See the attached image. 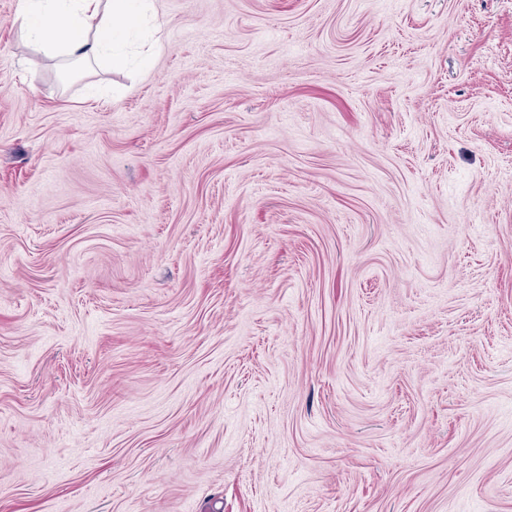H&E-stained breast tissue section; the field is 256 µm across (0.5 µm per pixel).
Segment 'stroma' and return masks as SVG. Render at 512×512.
I'll return each mask as SVG.
<instances>
[{
    "mask_svg": "<svg viewBox=\"0 0 512 512\" xmlns=\"http://www.w3.org/2000/svg\"><path fill=\"white\" fill-rule=\"evenodd\" d=\"M16 5L0 512H512V0ZM153 0H18L16 19L29 44L71 65L121 69L127 38L152 23Z\"/></svg>",
    "mask_w": 512,
    "mask_h": 512,
    "instance_id": "1",
    "label": "stroma"
}]
</instances>
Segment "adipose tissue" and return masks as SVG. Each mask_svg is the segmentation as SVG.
Returning <instances> with one entry per match:
<instances>
[{"mask_svg":"<svg viewBox=\"0 0 512 512\" xmlns=\"http://www.w3.org/2000/svg\"><path fill=\"white\" fill-rule=\"evenodd\" d=\"M29 44L73 65L120 69L127 38L155 22L153 0H17Z\"/></svg>","mask_w":512,"mask_h":512,"instance_id":"ef3b65f1","label":"adipose tissue"}]
</instances>
